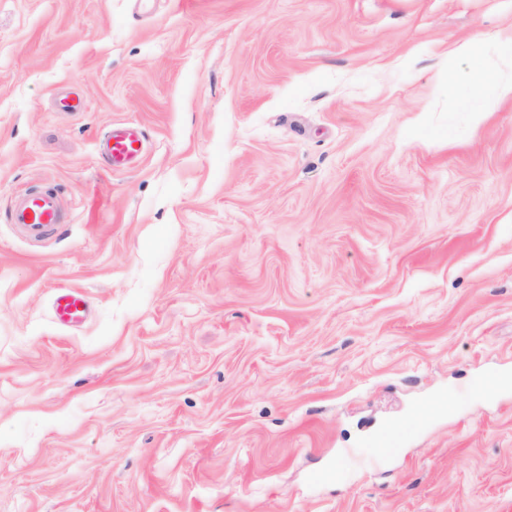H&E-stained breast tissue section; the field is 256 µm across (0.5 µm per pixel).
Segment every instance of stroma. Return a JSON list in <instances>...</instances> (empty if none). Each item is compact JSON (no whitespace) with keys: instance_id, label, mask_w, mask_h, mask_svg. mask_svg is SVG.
Listing matches in <instances>:
<instances>
[{"instance_id":"1","label":"stroma","mask_w":512,"mask_h":512,"mask_svg":"<svg viewBox=\"0 0 512 512\" xmlns=\"http://www.w3.org/2000/svg\"><path fill=\"white\" fill-rule=\"evenodd\" d=\"M511 24L0 0V512H512V389L485 390L512 373V102L476 115L472 87L512 77ZM47 189L67 230L32 243L7 211ZM436 397L399 453L343 461ZM101 145L112 169L131 170L142 158L143 134L139 128L112 126ZM52 311L61 326H70L90 315L89 299L80 289H62L53 298Z\"/></svg>"}]
</instances>
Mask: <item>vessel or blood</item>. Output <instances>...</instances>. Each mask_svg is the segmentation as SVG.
<instances>
[{
    "mask_svg": "<svg viewBox=\"0 0 512 512\" xmlns=\"http://www.w3.org/2000/svg\"><path fill=\"white\" fill-rule=\"evenodd\" d=\"M143 134L140 129L117 125L105 134L102 150L115 170L134 169L142 158ZM10 222L27 240L42 241L55 234L63 223L59 200L51 193H30L18 196L10 206ZM56 321L69 326L85 320L90 314L89 299L76 288L59 290L52 303ZM403 422L380 430L369 439L373 456L396 452L402 447L411 429Z\"/></svg>",
    "mask_w": 512,
    "mask_h": 512,
    "instance_id": "obj_1",
    "label": "vessel or blood"
}]
</instances>
